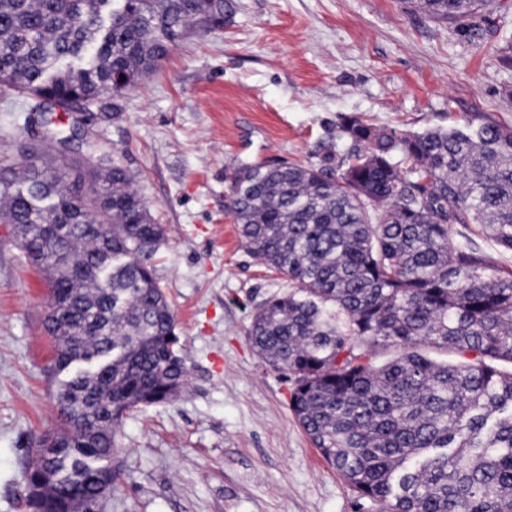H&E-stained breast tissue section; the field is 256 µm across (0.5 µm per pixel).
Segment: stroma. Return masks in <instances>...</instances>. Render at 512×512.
<instances>
[{
  "label": "stroma",
  "mask_w": 512,
  "mask_h": 512,
  "mask_svg": "<svg viewBox=\"0 0 512 512\" xmlns=\"http://www.w3.org/2000/svg\"><path fill=\"white\" fill-rule=\"evenodd\" d=\"M0 102V153L39 135ZM353 115L417 131L478 115L512 121V0L434 20L412 0H233L223 29L190 35L163 69L93 120L167 241L155 276L174 310L188 384L121 427L123 486L103 512H376L295 420L293 384L255 352L256 306L287 279L244 249L225 207L235 166L342 155ZM49 274L0 224V512H27L31 436L53 430L44 328Z\"/></svg>",
  "instance_id": "stroma-1"
}]
</instances>
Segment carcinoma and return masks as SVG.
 Masks as SVG:
<instances>
[{
    "label": "carcinoma",
    "mask_w": 512,
    "mask_h": 512,
    "mask_svg": "<svg viewBox=\"0 0 512 512\" xmlns=\"http://www.w3.org/2000/svg\"><path fill=\"white\" fill-rule=\"evenodd\" d=\"M439 20L486 0H417ZM228 0H0V99L67 109L119 100L191 34L224 27ZM333 165L233 169L227 209L246 250L288 278L249 329L294 379L290 409L324 460L380 512H512V123L421 131L356 116ZM20 144L0 156V223L51 273L46 330L59 427L26 465L28 512H93L131 412L168 404L188 368L152 261L166 230L118 161ZM467 230L452 238L455 226ZM452 353L454 362L427 355ZM392 355L381 358V351Z\"/></svg>",
    "instance_id": "obj_1"
}]
</instances>
